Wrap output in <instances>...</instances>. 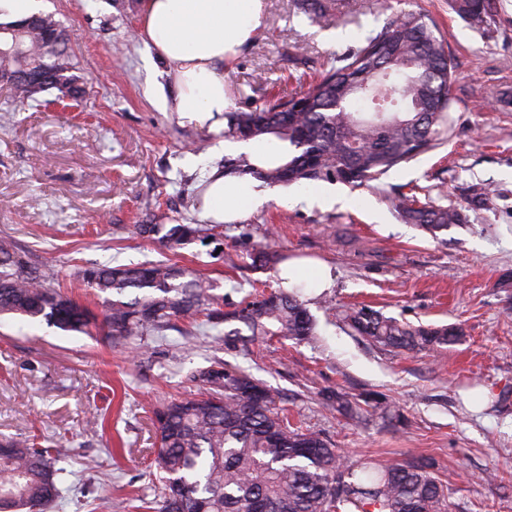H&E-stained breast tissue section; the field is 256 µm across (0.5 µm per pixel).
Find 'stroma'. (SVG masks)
<instances>
[{"label": "stroma", "instance_id": "stroma-1", "mask_svg": "<svg viewBox=\"0 0 512 512\" xmlns=\"http://www.w3.org/2000/svg\"><path fill=\"white\" fill-rule=\"evenodd\" d=\"M441 29L456 81L447 141L370 185L279 186L263 207L205 241L179 262L209 278L233 310L278 288L272 267L229 268L224 255L263 244L291 259L326 262L336 282L308 289L314 335L297 343L261 339L227 352L230 324L191 334L170 329L115 344L102 330L65 332L0 318V435H38L68 448L63 496L54 512H138L160 486L152 408L195 395L190 371L215 358L241 367L278 394L291 423L321 433L347 458H430L447 487L448 512H512V0L490 25L459 16L451 0H402ZM140 0H43L70 34L77 73L89 89L83 112L15 101L0 86V237L95 315L103 301L79 277L96 264L170 259L139 224H196L191 203L217 152L219 134L161 111L174 96L163 62H149L137 34ZM379 0H345L325 26L303 0H263L259 27L224 62L233 112L299 92L292 71L318 74L352 45L355 28L380 29ZM421 187L437 203L462 205L465 223L431 236L403 223L386 197ZM488 186L476 205L473 188ZM368 305L414 325H454L461 340L440 352L370 343L342 321ZM347 393L358 420L323 401Z\"/></svg>", "mask_w": 512, "mask_h": 512}]
</instances>
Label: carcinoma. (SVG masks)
Masks as SVG:
<instances>
[{
  "label": "carcinoma",
  "instance_id": "1",
  "mask_svg": "<svg viewBox=\"0 0 512 512\" xmlns=\"http://www.w3.org/2000/svg\"><path fill=\"white\" fill-rule=\"evenodd\" d=\"M455 11L478 26L494 20L496 0H455ZM16 31L24 57L0 54V74L37 73L47 39L64 32L52 14L36 15ZM49 82L57 96L80 81L67 45L53 55ZM454 65L442 37L425 16L400 12L338 57L307 89L287 101L248 112L224 113V138L273 135L294 148L285 164L247 154L224 163L226 175H254L267 184L303 185L336 181L359 187L437 149L451 126ZM16 96L39 102L40 90L20 78ZM408 224L432 236L460 224L459 208L431 198L396 193L387 198ZM176 251L203 237L200 224H139ZM285 260L260 250L252 265ZM96 296L107 295L102 325L122 344L175 321L216 328L243 323L224 334L230 349L246 351L254 336L298 342L313 334L314 321L303 289L280 288L224 311L215 286L168 261L97 265L79 272ZM13 242L0 239V315L44 321L63 331L88 333L89 309L54 285ZM356 333L383 347L437 350L460 340L456 326H413L368 307L345 313ZM197 396L162 402L154 409L159 443L153 465L160 495L148 512H448L444 486L421 459L382 464L364 456L351 461L316 431L292 428L276 407L271 389L221 360L191 373ZM67 449L37 446V437L0 440V512H48L61 497L56 464Z\"/></svg>",
  "mask_w": 512,
  "mask_h": 512
}]
</instances>
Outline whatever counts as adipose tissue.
<instances>
[{
  "instance_id": "obj_1",
  "label": "adipose tissue",
  "mask_w": 512,
  "mask_h": 512,
  "mask_svg": "<svg viewBox=\"0 0 512 512\" xmlns=\"http://www.w3.org/2000/svg\"><path fill=\"white\" fill-rule=\"evenodd\" d=\"M262 0H141L139 35L164 62L176 89L162 101L182 122L223 126L229 100L224 60L237 53L259 26ZM270 199L266 183L251 175L211 169L201 216L218 224L241 218Z\"/></svg>"
}]
</instances>
